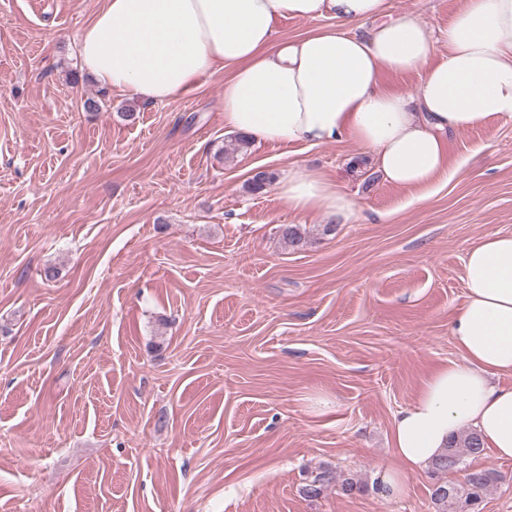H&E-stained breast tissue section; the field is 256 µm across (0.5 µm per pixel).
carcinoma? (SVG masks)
Listing matches in <instances>:
<instances>
[{
	"mask_svg": "<svg viewBox=\"0 0 512 512\" xmlns=\"http://www.w3.org/2000/svg\"><path fill=\"white\" fill-rule=\"evenodd\" d=\"M274 180L268 171L256 173L248 181V190L259 194ZM280 235L289 245L299 248L306 244V237L296 224H283ZM484 448L477 434L464 431L452 438L444 454L432 465L437 473L463 471L462 479L457 482L437 481L431 490V500L436 512H483V502L488 490L502 480V476L494 469L470 468L465 460L482 455ZM336 483L344 495L361 492V485L353 478L341 477L329 469L318 472L302 488L308 498L319 497L331 483Z\"/></svg>",
	"mask_w": 512,
	"mask_h": 512,
	"instance_id": "carcinoma-1",
	"label": "carcinoma"
}]
</instances>
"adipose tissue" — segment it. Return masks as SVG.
I'll use <instances>...</instances> for the list:
<instances>
[{"instance_id": "1", "label": "adipose tissue", "mask_w": 512, "mask_h": 512, "mask_svg": "<svg viewBox=\"0 0 512 512\" xmlns=\"http://www.w3.org/2000/svg\"><path fill=\"white\" fill-rule=\"evenodd\" d=\"M387 9L388 0H104L78 36V56L101 87L144 104L191 93L203 76L232 67L227 131L258 145L346 139L390 185L426 191L456 174L451 135L512 119V0H466L436 32L415 13L391 18ZM323 17L333 25L318 26ZM283 18L312 27L282 40ZM384 71L418 73L421 83L389 91ZM279 193L300 215L356 218L353 199L315 171L289 167ZM463 279L466 300L449 325L463 361L433 371L394 414L390 441L402 466L383 474L384 494L404 493L408 476L465 430L512 460V385L499 382L512 375V234L470 246Z\"/></svg>"}]
</instances>
